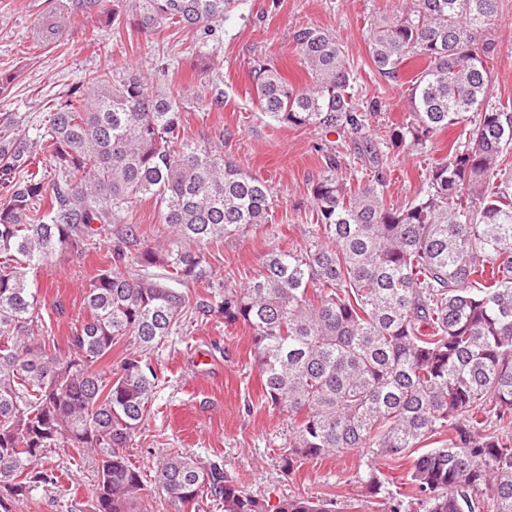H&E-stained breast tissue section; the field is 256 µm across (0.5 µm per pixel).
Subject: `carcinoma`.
<instances>
[{
  "label": "carcinoma",
  "instance_id": "cac0c4a2",
  "mask_svg": "<svg viewBox=\"0 0 512 512\" xmlns=\"http://www.w3.org/2000/svg\"><path fill=\"white\" fill-rule=\"evenodd\" d=\"M110 0L77 11L114 21ZM239 0H132L145 33H193L215 56ZM497 21V0H411L368 30L372 65L398 77L419 57L405 123L369 145L372 183L354 184L338 156L311 186L310 223L298 249L272 250L241 288L194 293L208 245L273 229L266 182L213 146L189 139L183 99L153 89L112 61L70 87L36 141L0 135V512H15L61 478L49 453L97 461L92 512H151L129 447L146 419L158 374L150 354L187 319L224 317L251 332L266 400L286 409L276 463L370 457L354 481L381 512H512V109L493 104L489 50L475 32ZM310 78L295 87L258 60L250 77L262 112L326 135L366 133L336 38L305 25L292 36ZM461 127L418 196L385 199L383 153L422 154ZM49 154L47 184L37 158ZM155 201L162 242L133 248V204ZM123 224L111 268L83 293L88 316L63 353L38 323L30 273L58 253L81 254L102 225ZM123 357L105 374L118 341ZM424 449L407 478L416 498L390 488L374 458ZM154 483L166 512H336V501L288 496L275 505L238 486L222 460L175 452Z\"/></svg>",
  "mask_w": 512,
  "mask_h": 512
}]
</instances>
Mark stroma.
Wrapping results in <instances>:
<instances>
[{
  "instance_id": "35a3bbf8",
  "label": "stroma",
  "mask_w": 512,
  "mask_h": 512,
  "mask_svg": "<svg viewBox=\"0 0 512 512\" xmlns=\"http://www.w3.org/2000/svg\"><path fill=\"white\" fill-rule=\"evenodd\" d=\"M70 3L0 0V74L13 77L0 94V129L13 121L20 133L38 138L56 100L107 54L151 78L157 90L181 93L189 138L215 146L244 171L265 180L277 226L272 235L249 233L211 246L209 275L196 286L202 295L211 287L236 285L252 276L268 251L302 245L311 185L325 153L336 151L351 160L354 179H370L371 166L361 156L365 142L381 140L388 126L405 121L409 82L425 66L423 60L410 58L392 80L372 66L367 29L373 17L399 8L401 0H242L224 23L220 57L212 64L200 55L187 31H140L130 0H116L121 17L111 24L70 10ZM498 5L495 26L476 38L493 48V102L512 106V0H499ZM306 24L336 37L354 73L357 99L362 106H375L365 137L333 140L318 131L281 125L256 103L249 78L256 58L276 64L294 85L305 84L307 75L292 33ZM165 57L172 63L168 78L157 73ZM210 64L221 80L204 88L200 74ZM217 95L223 106L210 108ZM459 133V127H448L425 154L390 153L385 164L387 200L398 206L411 202L422 188L425 169L447 156ZM117 232V226H109L82 255L60 254L34 272L42 298L39 315L59 347H67L72 327L86 318L83 289L109 269L108 243ZM152 361L160 382L129 454L146 477L141 496L154 512L164 508L152 477L175 451L202 461L225 460L242 490L273 504L300 494L335 499L336 512H374V504L353 480L361 462L358 453L310 459L289 474L279 470L275 457L288 414L265 398L248 328L225 326L220 317L185 322L178 334L155 349ZM53 460L68 472V479L33 490L16 512H90L95 460L61 450Z\"/></svg>"
}]
</instances>
